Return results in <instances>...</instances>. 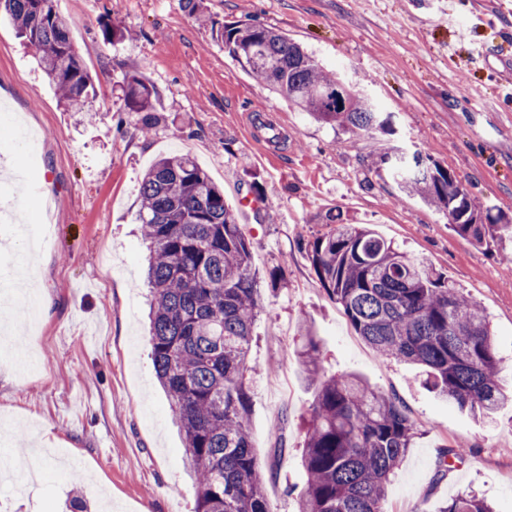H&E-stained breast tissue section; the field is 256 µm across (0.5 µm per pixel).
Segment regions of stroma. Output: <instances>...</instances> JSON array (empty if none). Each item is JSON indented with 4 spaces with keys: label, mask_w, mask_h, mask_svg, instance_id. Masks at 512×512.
<instances>
[{
    "label": "stroma",
    "mask_w": 512,
    "mask_h": 512,
    "mask_svg": "<svg viewBox=\"0 0 512 512\" xmlns=\"http://www.w3.org/2000/svg\"><path fill=\"white\" fill-rule=\"evenodd\" d=\"M70 0L63 14L91 88L67 108L55 83L0 14V108L39 143L0 140V187L23 169L12 207L48 223L38 249L40 302L18 341L0 347V432L43 449L44 476L6 512H59L81 494L89 512H194L197 488L155 377L145 323L148 245L138 232L139 188L160 156L188 154L238 208L253 245L261 308L253 328L250 433L274 512H296L306 485L303 420L315 387L297 357L309 322L327 374L356 373L395 394L420 433L386 491L388 512H438L465 490L512 512V404L481 419L448 404L420 369L385 360L356 334L321 288L309 244L331 222L367 224L447 274L492 323L501 379L512 387V238L483 246L446 216L398 190L370 153L399 147L431 156L477 201L512 223V76L487 50L512 39V15L476 0ZM124 29L106 46L100 25ZM258 23L301 44L327 69L392 113L395 132L370 142L290 107L224 53L227 23ZM138 75L157 92L143 135L122 85ZM259 190L261 211L238 207ZM281 279L269 286L271 274ZM468 456L443 479V449Z\"/></svg>",
    "instance_id": "1"
}]
</instances>
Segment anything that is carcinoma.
I'll return each instance as SVG.
<instances>
[{
	"mask_svg": "<svg viewBox=\"0 0 512 512\" xmlns=\"http://www.w3.org/2000/svg\"><path fill=\"white\" fill-rule=\"evenodd\" d=\"M0 11L35 50L62 99L81 106L90 80L56 0H0ZM216 38L225 54L295 110L370 140L388 131L389 114L285 35L245 24L226 25ZM124 101L142 114L141 130L149 134L154 87L132 74ZM373 164L389 169L402 192L443 212L450 228L475 244L512 236V224L482 207L431 157L392 149ZM139 193L138 220L150 243L152 365L197 481L195 512H271L249 432L248 353L260 303L250 239L224 190L188 155L159 159ZM310 247L321 287L378 355L422 366L437 395L461 409L491 416L512 401L490 323L450 277L364 224H338ZM297 354L316 385L302 460L307 483L297 512H386L390 477L417 438L414 423L395 396L353 374H326L306 323ZM464 454L463 448L444 449L436 479ZM439 512L493 507L462 492Z\"/></svg>",
	"mask_w": 512,
	"mask_h": 512,
	"instance_id": "1",
	"label": "carcinoma"
}]
</instances>
